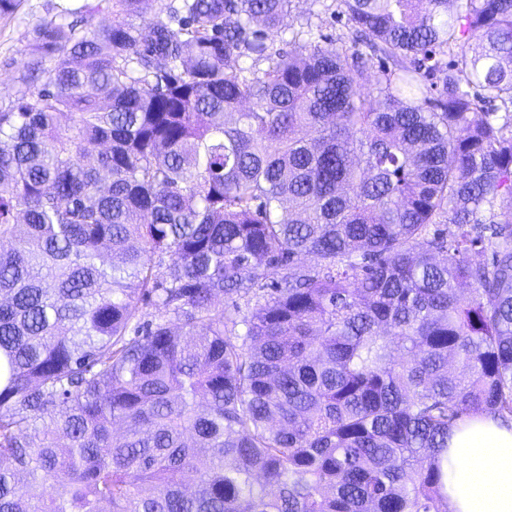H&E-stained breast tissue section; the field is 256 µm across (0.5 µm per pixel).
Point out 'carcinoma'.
Here are the masks:
<instances>
[{
    "mask_svg": "<svg viewBox=\"0 0 512 512\" xmlns=\"http://www.w3.org/2000/svg\"><path fill=\"white\" fill-rule=\"evenodd\" d=\"M78 2L0 105V512H448L512 422V0ZM335 0H294L291 13L286 16L282 29L276 37L277 48H287L285 41L288 40L289 32L298 29L300 25L308 23L316 37L336 39L341 37L345 40L350 37V28L346 18L334 13ZM329 6V7H327ZM284 40V41H283ZM448 502L452 512H512V424L471 416L449 434Z\"/></svg>",
    "mask_w": 512,
    "mask_h": 512,
    "instance_id": "1",
    "label": "carcinoma"
}]
</instances>
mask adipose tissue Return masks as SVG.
Here are the masks:
<instances>
[{
  "mask_svg": "<svg viewBox=\"0 0 512 512\" xmlns=\"http://www.w3.org/2000/svg\"><path fill=\"white\" fill-rule=\"evenodd\" d=\"M448 502L451 512H512V424L471 416L449 434Z\"/></svg>",
  "mask_w": 512,
  "mask_h": 512,
  "instance_id": "ef3b65f1",
  "label": "adipose tissue"
}]
</instances>
